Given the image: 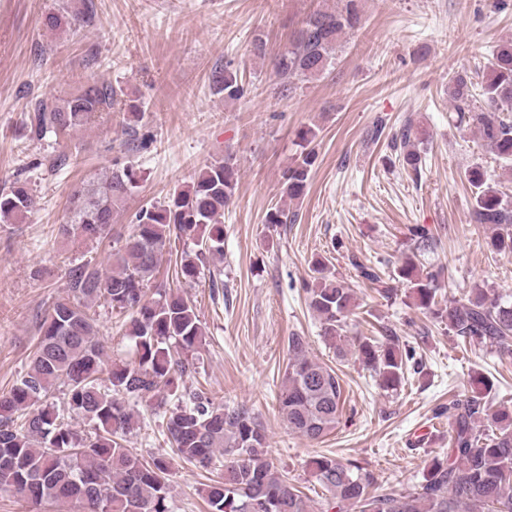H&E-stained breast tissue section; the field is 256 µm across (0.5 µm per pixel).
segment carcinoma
I'll list each match as a JSON object with an SVG mask.
<instances>
[{
    "mask_svg": "<svg viewBox=\"0 0 512 512\" xmlns=\"http://www.w3.org/2000/svg\"><path fill=\"white\" fill-rule=\"evenodd\" d=\"M360 0H344L340 11H318L301 24L296 37L278 53L273 68L282 94L322 75L333 63L345 34L361 23ZM89 22L83 15L50 13L51 30ZM212 82L224 101L246 97L248 87L233 60L214 69ZM448 97L456 122L472 125L482 146L512 162V39L497 45L481 80L468 72L448 78ZM118 91L94 82L79 93L42 100L30 126L42 135L66 132L87 124L95 114L109 112ZM318 132L298 131L300 153L283 174L282 194L290 200L305 195L317 161ZM402 166L417 175L422 157L415 149L412 125L391 137ZM141 172L134 165L114 164L101 178L75 190L65 236L98 245L112 240V264L103 270L90 261L68 271L71 296L56 301L40 322L41 340L28 368L7 392L0 394V492L35 505L48 503L57 512H173L171 463L163 456L147 462L130 452L125 437L139 423L138 404L162 411L161 427L179 459L203 469L220 466L222 480L203 489L208 512H512V411L492 409L491 380L473 376L476 390L448 405V448L427 464L418 488L385 492L374 475L355 460L325 455L308 466L328 493L320 506L273 470L265 430L243 409H226L201 390H187L185 377L205 339L194 301L186 294L157 286L159 261L172 236L197 238L196 258L181 260L176 277L194 281L198 262L224 254V208L239 182L233 154L215 159L195 172L189 185L176 188L167 200L141 206L132 216L126 238H111L114 213L138 187ZM475 189L470 223L491 229L488 246L512 253V199L487 183L480 167L466 172ZM35 207L28 185L0 189V223L15 224ZM302 289L321 321L325 341L336 357L354 353L378 376L386 390L396 391L415 366L414 348L393 336H361L351 342L346 321L354 314V290L343 280L325 275L317 259ZM418 305L448 328L465 347L485 345L512 354V301L475 287L463 302L441 304L436 276L422 275L413 257L398 268ZM102 301L128 316L127 335L134 359L106 364L90 305ZM66 387L61 408L47 402L53 388ZM342 389L335 370L308 355L306 337L288 338V365L279 394V410L288 429L317 441L336 428L342 414ZM86 419L91 430H79L72 419Z\"/></svg>",
    "mask_w": 512,
    "mask_h": 512,
    "instance_id": "obj_1",
    "label": "carcinoma"
}]
</instances>
